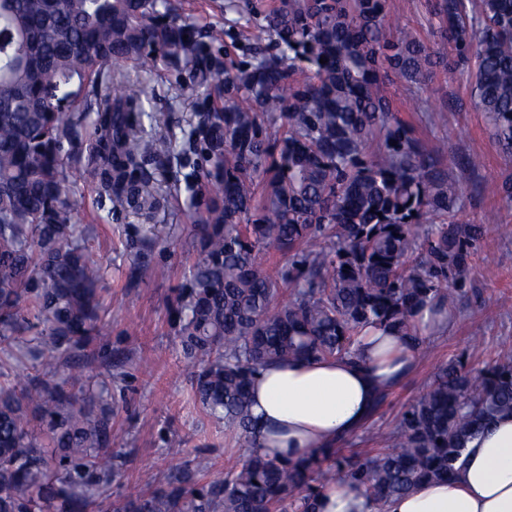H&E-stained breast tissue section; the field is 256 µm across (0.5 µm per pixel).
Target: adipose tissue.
I'll return each instance as SVG.
<instances>
[{"label":"adipose tissue","instance_id":"adipose-tissue-1","mask_svg":"<svg viewBox=\"0 0 512 512\" xmlns=\"http://www.w3.org/2000/svg\"><path fill=\"white\" fill-rule=\"evenodd\" d=\"M414 361L406 337L377 328L362 337L356 358L263 368L251 387L260 452L292 461L353 432L372 413L378 390L396 387ZM386 512H512V414L467 442L453 477L391 499Z\"/></svg>","mask_w":512,"mask_h":512}]
</instances>
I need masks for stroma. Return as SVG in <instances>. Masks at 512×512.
I'll use <instances>...</instances> for the list:
<instances>
[{
  "label": "stroma",
  "mask_w": 512,
  "mask_h": 512,
  "mask_svg": "<svg viewBox=\"0 0 512 512\" xmlns=\"http://www.w3.org/2000/svg\"><path fill=\"white\" fill-rule=\"evenodd\" d=\"M278 0H253L251 21L235 25L236 40L213 46L216 55L238 63L241 46L261 33L263 15ZM430 0H390L392 35L413 32L427 44L438 43L430 21ZM399 117L429 148L443 154L463 194L462 221L483 222L495 207V189L512 176V158L497 150L481 112L470 97V78L460 71H435L422 93L406 91L396 80L387 85ZM203 101L188 78H152L143 104L147 133L175 135ZM443 106L435 122H427L423 102ZM478 153L481 169L463 167L464 155ZM189 190L165 196L154 220L116 207L102 196L90 168L74 170L71 199L76 224L89 230V247L103 268L98 289V315L107 328L78 359L86 375L98 377L108 362H120L121 379L111 389L112 430L109 445L128 455L125 475L108 494L117 499L155 488L180 458L195 460L198 477L207 481L236 466L242 451L211 421L192 397L190 370L174 326V298L187 287L189 271L198 259L197 224L189 209ZM499 210V221L486 226L474 247L467 292L447 331L424 339L416 363L386 401L356 432L340 440L343 448L370 450L375 434L396 430L403 412L432 384L438 368L462 362L479 375L496 360L501 347L512 345V206ZM162 267L165 277L136 275L134 264ZM181 448L172 451L171 439Z\"/></svg>",
  "instance_id": "stroma-1"
}]
</instances>
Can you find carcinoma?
Returning a JSON list of instances; mask_svg holds the SVG:
<instances>
[{"label": "carcinoma", "mask_w": 512, "mask_h": 512, "mask_svg": "<svg viewBox=\"0 0 512 512\" xmlns=\"http://www.w3.org/2000/svg\"><path fill=\"white\" fill-rule=\"evenodd\" d=\"M440 41L387 36L388 0H279L267 42L228 68L209 51L224 29L173 15L170 0H0V348L32 344L40 379L0 387V512H94L124 474L109 448L106 383L68 360L95 337L102 267L73 224L64 144L90 123L78 162L113 203L147 219L160 186L143 172L176 141L145 134L128 73H179L220 108L182 132L173 190L191 202L199 258L176 299V328L202 411L245 448L201 483L186 459L112 512H317L329 483L360 485L380 510L456 473L466 442L512 413V350L474 378L442 367L380 447L320 448L288 462L254 451L249 387L265 364L356 355L375 327L420 345L416 314L465 291L482 224L458 220L462 190L442 154L397 117L391 75L420 91L438 67L474 70L471 97L512 154V0H432ZM326 63H320V59ZM68 104L63 112L59 103ZM274 249L288 264L258 260ZM29 301L43 328L21 314ZM64 367L67 376L47 378Z\"/></svg>", "instance_id": "obj_1"}]
</instances>
